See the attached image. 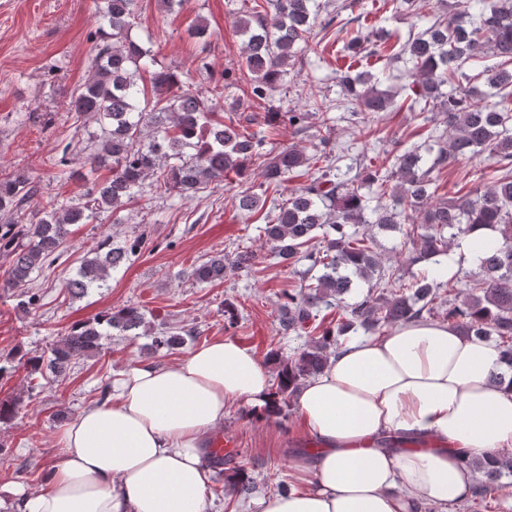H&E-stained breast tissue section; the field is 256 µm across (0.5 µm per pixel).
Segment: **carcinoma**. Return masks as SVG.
<instances>
[{"label": "carcinoma", "instance_id": "cac0c4a2", "mask_svg": "<svg viewBox=\"0 0 512 512\" xmlns=\"http://www.w3.org/2000/svg\"><path fill=\"white\" fill-rule=\"evenodd\" d=\"M422 0H384L396 14L423 20ZM100 26L96 31L95 60L89 79L71 96L70 111L99 127L83 150L88 152L86 187L77 198H38L39 186L24 173L0 180V257L9 259L3 287L14 291L16 307L37 308L39 296L30 284L46 266L55 264L73 224H86L101 212H117L142 195L146 180L157 176L156 187L190 197L233 172L261 161L262 175L275 197L258 194L238 198L237 210L246 221L261 214L263 232L279 262L307 264L300 287L281 292L279 328L283 334H306L308 343L298 355L283 359L269 353L278 364L276 387L268 416L288 418L290 392L301 381L320 373L341 346L339 338L358 330L375 333L386 327L437 314L440 290L448 286L455 298L443 300L442 317L463 336L502 346L504 368L490 379L512 383V0H455V10L435 13L420 32L411 25L408 37L393 35L384 27L360 23V17L328 21L322 39L336 45L337 84L354 116H363L366 139L381 142L376 115L392 110L412 112L423 118L435 112L442 133L432 128L426 138L392 142L393 149L362 157L340 167L336 145L330 139L334 118L331 108L315 104L325 135L315 153L295 147H277L268 141L280 126L297 132L309 128L311 112L288 110L264 113L265 129L251 131L254 104L265 101L293 69L299 56L312 50L310 38L321 10V0H264L236 16L243 41L238 72L222 76L201 92L168 69L152 74L151 91L138 83L141 65L151 50L130 37L137 0H95ZM387 60L402 63L412 79L409 92L397 98L383 89ZM482 79L487 101L472 103L468 85ZM228 103L236 119L223 120L216 105ZM487 151L496 158L484 186L453 199L438 195V172ZM324 160L310 181L297 188L288 182L310 160ZM108 168L111 176L97 172ZM372 224L380 232H395L408 225L412 243L409 265L419 267L407 282L398 270L386 268L374 251V236L360 231ZM424 228L414 239L416 226ZM479 228L498 236L499 246L484 253L478 278L456 289L454 279L444 281L426 267L448 254L449 244ZM145 233L112 244L102 239L95 256L83 262L66 288L77 297L92 289L109 287L112 271L140 251ZM256 264L248 250L218 252L192 266L187 278L208 284ZM391 289L373 290L349 303L357 281L373 277ZM342 308L336 323L325 325L322 310ZM118 331L123 336H150V348L170 353L201 332L194 327L156 329L132 305L114 306L92 320L77 323L39 356L24 358L14 352L0 358V375L19 359L31 386L43 364L58 376L74 360L101 352L104 337ZM425 443L421 437L385 435L378 445L399 452ZM217 474H227L236 494L248 497L252 481L246 470L234 465L235 456L205 452ZM469 465L484 475L473 488L476 498L501 489L499 480L512 473V457L471 459Z\"/></svg>", "mask_w": 512, "mask_h": 512}]
</instances>
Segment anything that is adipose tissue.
I'll return each mask as SVG.
<instances>
[{"instance_id": "ef3b65f1", "label": "adipose tissue", "mask_w": 512, "mask_h": 512, "mask_svg": "<svg viewBox=\"0 0 512 512\" xmlns=\"http://www.w3.org/2000/svg\"><path fill=\"white\" fill-rule=\"evenodd\" d=\"M488 230L460 240L432 274L479 262ZM500 351L438 321L399 324L347 343L303 382L296 408L320 454L298 466L307 488L277 493L261 512H422L464 500L469 459L512 448V390L490 382ZM272 387L247 348L214 339L171 365L138 363L82 408L56 439L59 460L39 490H12L16 512H208L209 436L237 404L261 412ZM426 436L430 448L390 453L381 436Z\"/></svg>"}]
</instances>
